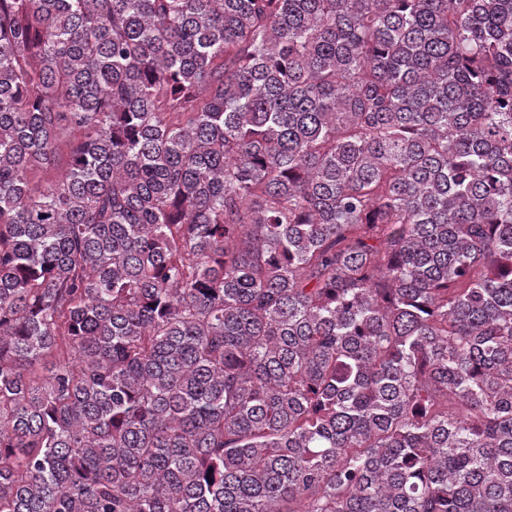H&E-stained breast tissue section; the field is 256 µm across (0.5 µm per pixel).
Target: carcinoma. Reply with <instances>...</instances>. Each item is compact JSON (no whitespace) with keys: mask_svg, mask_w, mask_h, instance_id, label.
<instances>
[{"mask_svg":"<svg viewBox=\"0 0 512 512\" xmlns=\"http://www.w3.org/2000/svg\"><path fill=\"white\" fill-rule=\"evenodd\" d=\"M0 512H512V0H0Z\"/></svg>","mask_w":512,"mask_h":512,"instance_id":"carcinoma-1","label":"carcinoma"}]
</instances>
